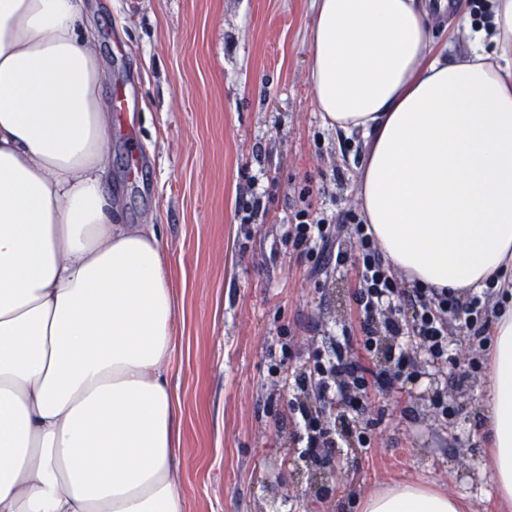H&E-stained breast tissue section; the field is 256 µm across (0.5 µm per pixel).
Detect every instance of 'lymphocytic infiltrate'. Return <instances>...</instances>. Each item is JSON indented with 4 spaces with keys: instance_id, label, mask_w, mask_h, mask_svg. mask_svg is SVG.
Masks as SVG:
<instances>
[{
    "instance_id": "obj_1",
    "label": "lymphocytic infiltrate",
    "mask_w": 512,
    "mask_h": 512,
    "mask_svg": "<svg viewBox=\"0 0 512 512\" xmlns=\"http://www.w3.org/2000/svg\"><path fill=\"white\" fill-rule=\"evenodd\" d=\"M309 197V192H301L285 244L310 273L354 269L358 285L350 303L360 317L362 332L357 341L346 333L322 338L305 360L279 380L299 428L294 440L299 457L327 470L341 445L352 443L365 450L372 444L367 429L356 421L337 422L335 404L357 413L368 388L412 392L422 365L436 368L448 362V345L455 332H464L473 353L486 351L501 300L493 281L482 292L457 295L409 280L384 259L360 215L347 210L331 219L314 218ZM348 236L356 241V253L343 247ZM358 347L383 359V366L364 365L354 353Z\"/></svg>"
}]
</instances>
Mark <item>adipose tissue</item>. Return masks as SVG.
Here are the masks:
<instances>
[{
  "mask_svg": "<svg viewBox=\"0 0 512 512\" xmlns=\"http://www.w3.org/2000/svg\"><path fill=\"white\" fill-rule=\"evenodd\" d=\"M80 0H0V512H183L176 295L150 227L112 221L104 71ZM447 0H311L308 83L324 126L364 137L357 197L388 263L482 291L512 265V0L471 53L438 46ZM512 505V308L486 397ZM361 512H463L397 483Z\"/></svg>",
  "mask_w": 512,
  "mask_h": 512,
  "instance_id": "adipose-tissue-1",
  "label": "adipose tissue"
}]
</instances>
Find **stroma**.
<instances>
[{"mask_svg":"<svg viewBox=\"0 0 512 512\" xmlns=\"http://www.w3.org/2000/svg\"><path fill=\"white\" fill-rule=\"evenodd\" d=\"M310 0H83L82 25L106 73L112 155L105 184L119 224L159 232L178 298L167 369L178 395L174 461L184 512H360L395 482L463 497L498 512L484 401L490 368H449L412 395L372 393V448L345 447L336 472L309 492L289 412L270 410L269 367L280 327L299 340L355 323L353 271L332 290L308 280L282 243L301 188L316 211L357 207L363 137L323 126L307 82ZM124 87L134 105L114 109ZM253 183L266 213L251 238L236 209ZM447 387V419L426 399Z\"/></svg>","mask_w":512,"mask_h":512,"instance_id":"1","label":"stroma"}]
</instances>
